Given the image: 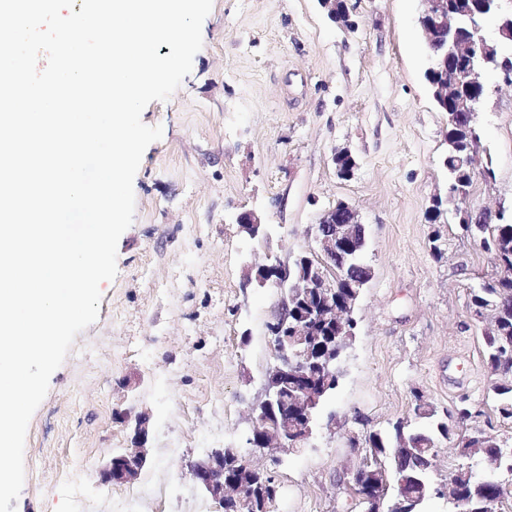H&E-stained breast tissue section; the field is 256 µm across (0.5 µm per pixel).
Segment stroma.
Here are the masks:
<instances>
[{"mask_svg": "<svg viewBox=\"0 0 512 512\" xmlns=\"http://www.w3.org/2000/svg\"><path fill=\"white\" fill-rule=\"evenodd\" d=\"M348 5L351 30L318 0H213L191 73L142 113L163 136L134 178V220L118 242L116 278L101 285L99 316L30 420L25 446L44 455L26 461L15 512H112L117 487L95 469L128 445V427L111 416L127 408L150 417V462L130 484L147 496L132 512H179L187 496L222 512L187 465L224 446L261 463L247 418L276 363L267 325L280 292L243 282L307 249L310 226L340 201L359 213L371 278L327 405L336 429L276 467L277 512H363L348 487L361 460L352 443L410 417L419 400L443 412L468 396L482 412L477 427L512 437L493 411L485 326L468 307L471 288L496 269L447 217L430 218L448 193V115L424 77L422 2ZM476 121L494 177L476 179L470 205L511 208L512 89H490ZM341 150L358 163L347 180L332 163ZM246 210L261 215L260 238L237 224Z\"/></svg>", "mask_w": 512, "mask_h": 512, "instance_id": "stroma-1", "label": "stroma"}]
</instances>
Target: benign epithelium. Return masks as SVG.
<instances>
[{
  "mask_svg": "<svg viewBox=\"0 0 512 512\" xmlns=\"http://www.w3.org/2000/svg\"><path fill=\"white\" fill-rule=\"evenodd\" d=\"M424 8L418 25L430 53L428 72L448 70L455 48L483 49L488 38L483 23L489 14L486 0H472L467 12V27L448 25V0H422ZM498 75L502 81L512 78V65L498 62L480 53L469 69L474 89L473 100L448 109V122L457 124L478 112L477 103L486 94L485 77ZM237 223L255 239L263 223L253 210L240 213ZM313 257L305 271L295 277L285 265H269L258 269L259 285L271 284L281 290L282 298L268 324L273 337L278 363L269 371L264 384V398L251 408L247 443L277 462L293 448L306 444L313 434L321 406L323 387L320 378L333 374L334 354L347 348V338L354 335L356 322L336 305V247L348 248L364 234L356 208L346 202L325 210L310 229ZM124 421H133L130 445L111 454L99 469L104 483H130L148 464L149 430L147 417L124 409L117 411ZM189 475L194 484L227 512H275L278 488L269 485L272 476L266 468L251 464L235 448H213L190 464ZM419 485L431 496L447 494L445 483H434L429 470L418 477L398 480V501L394 509L408 512L409 488Z\"/></svg>",
  "mask_w": 512,
  "mask_h": 512,
  "instance_id": "1",
  "label": "benign epithelium"
}]
</instances>
